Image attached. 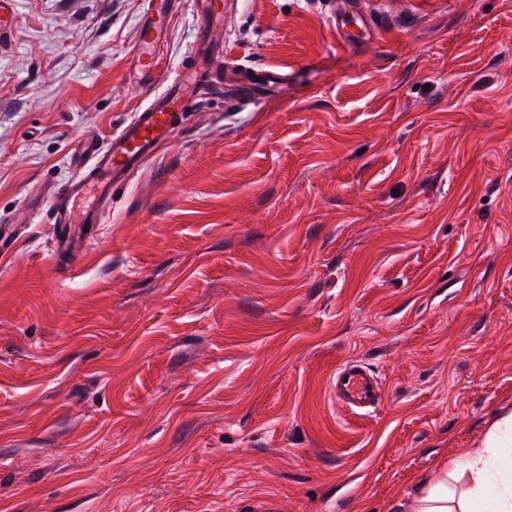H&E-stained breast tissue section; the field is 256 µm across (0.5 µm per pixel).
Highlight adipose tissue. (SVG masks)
Instances as JSON below:
<instances>
[{"label":"adipose tissue","mask_w":512,"mask_h":512,"mask_svg":"<svg viewBox=\"0 0 512 512\" xmlns=\"http://www.w3.org/2000/svg\"><path fill=\"white\" fill-rule=\"evenodd\" d=\"M484 446L485 453L469 455L475 488L459 512H474L478 502L487 500L492 504L493 512H512V469L491 475L490 457L497 449L512 447V415L496 422L490 430Z\"/></svg>","instance_id":"1"}]
</instances>
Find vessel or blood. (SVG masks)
Wrapping results in <instances>:
<instances>
[{
  "label": "vessel or blood",
  "mask_w": 512,
  "mask_h": 512,
  "mask_svg": "<svg viewBox=\"0 0 512 512\" xmlns=\"http://www.w3.org/2000/svg\"><path fill=\"white\" fill-rule=\"evenodd\" d=\"M181 0H148L147 12L138 31L139 60L145 72L155 69V53L165 36ZM234 87L245 93L274 92L282 77L273 71L261 72L259 78L236 73ZM189 107L183 79L171 81L146 107L114 131L104 141L87 139L81 153L85 160L78 165L71 180L43 207H29L7 223L0 224V242H13L24 224L30 223L39 210L48 211L56 225V241L65 253L77 251L84 235L92 234L102 221L105 207L115 191L127 183L137 170L163 146L187 120ZM94 193L96 203L76 209V202ZM332 392L338 404L355 413L375 409L381 399V382L361 362L349 361L337 367L332 378Z\"/></svg>",
  "instance_id": "1"
}]
</instances>
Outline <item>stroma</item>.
<instances>
[{
  "mask_svg": "<svg viewBox=\"0 0 512 512\" xmlns=\"http://www.w3.org/2000/svg\"><path fill=\"white\" fill-rule=\"evenodd\" d=\"M232 0L215 71L84 254L48 214L0 261V512H418L512 414V0ZM146 0H12L0 221L194 66ZM382 397L330 390L347 361ZM183 0H148L147 12L138 31L139 60L142 69L152 73L155 53L165 36L177 5ZM261 78V81L254 80L246 74L230 71L231 85L242 90L245 93L276 92L282 85V77L279 73L273 71H254ZM336 403L353 413L375 409L381 399V382L359 361H349L336 368L332 378Z\"/></svg>",
  "mask_w": 512,
  "mask_h": 512,
  "instance_id": "stroma-1",
  "label": "stroma"
}]
</instances>
